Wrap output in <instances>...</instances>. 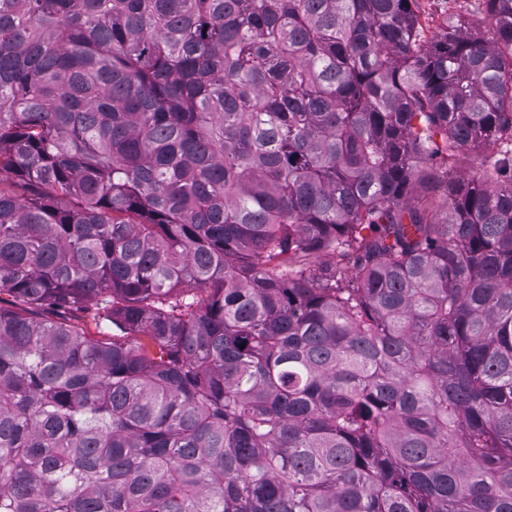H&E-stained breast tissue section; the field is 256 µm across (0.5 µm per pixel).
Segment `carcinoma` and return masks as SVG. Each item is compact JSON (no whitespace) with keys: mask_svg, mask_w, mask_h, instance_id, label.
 <instances>
[{"mask_svg":"<svg viewBox=\"0 0 512 512\" xmlns=\"http://www.w3.org/2000/svg\"><path fill=\"white\" fill-rule=\"evenodd\" d=\"M415 4L0 0V512H512V0ZM413 8L419 15L428 40L442 31L448 19L456 17L467 22L468 32L472 35L483 32L475 26L484 15V0H417Z\"/></svg>","mask_w":512,"mask_h":512,"instance_id":"1","label":"carcinoma"}]
</instances>
